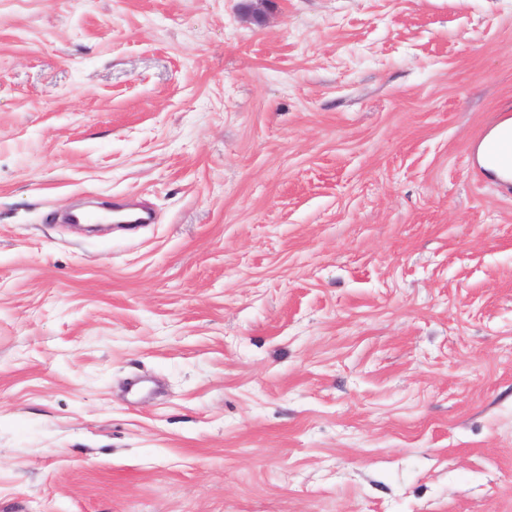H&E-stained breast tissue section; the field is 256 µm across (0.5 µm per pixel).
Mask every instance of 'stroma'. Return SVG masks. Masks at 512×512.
<instances>
[{"label": "stroma", "mask_w": 512, "mask_h": 512, "mask_svg": "<svg viewBox=\"0 0 512 512\" xmlns=\"http://www.w3.org/2000/svg\"><path fill=\"white\" fill-rule=\"evenodd\" d=\"M501 112L512 0H0V512H512ZM481 171L494 175L506 195L512 196V177L497 176L481 164L480 159L494 165H512V114H501L493 125L472 144Z\"/></svg>", "instance_id": "1"}]
</instances>
